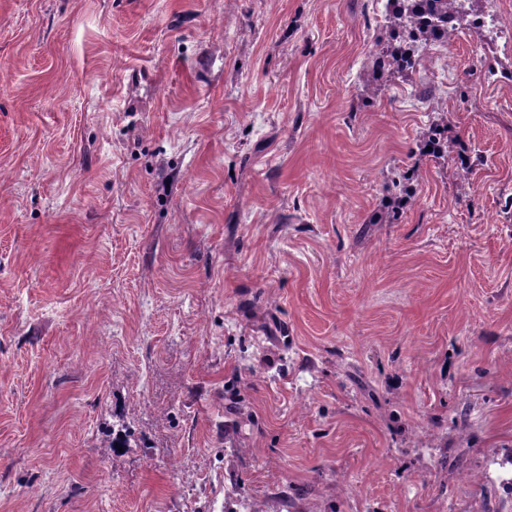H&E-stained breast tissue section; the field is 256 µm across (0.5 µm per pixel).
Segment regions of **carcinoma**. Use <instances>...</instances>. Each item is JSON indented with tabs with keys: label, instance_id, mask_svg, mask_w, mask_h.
<instances>
[{
	"label": "carcinoma",
	"instance_id": "carcinoma-1",
	"mask_svg": "<svg viewBox=\"0 0 512 512\" xmlns=\"http://www.w3.org/2000/svg\"><path fill=\"white\" fill-rule=\"evenodd\" d=\"M456 10L455 0H388L384 17L393 27V36L375 42L373 66L364 84L368 89L386 85L397 76L407 77L423 68L428 51L436 42L448 45L458 29L448 28V14ZM413 189L388 204L385 216L374 221L395 219L400 209L411 202Z\"/></svg>",
	"mask_w": 512,
	"mask_h": 512
}]
</instances>
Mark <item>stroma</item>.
I'll use <instances>...</instances> for the list:
<instances>
[{
	"instance_id": "1",
	"label": "stroma",
	"mask_w": 512,
	"mask_h": 512,
	"mask_svg": "<svg viewBox=\"0 0 512 512\" xmlns=\"http://www.w3.org/2000/svg\"><path fill=\"white\" fill-rule=\"evenodd\" d=\"M482 7L365 108L375 0H0V512H512Z\"/></svg>"
}]
</instances>
